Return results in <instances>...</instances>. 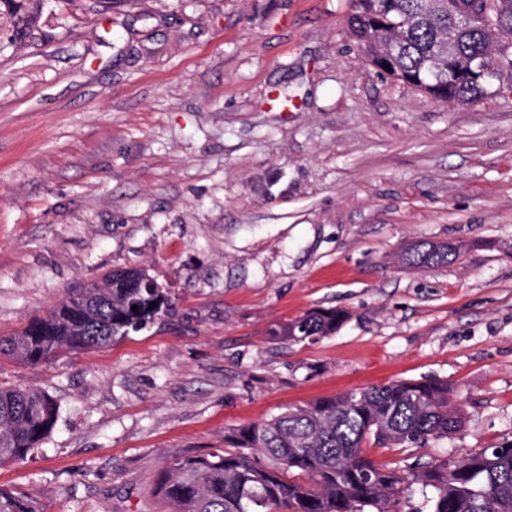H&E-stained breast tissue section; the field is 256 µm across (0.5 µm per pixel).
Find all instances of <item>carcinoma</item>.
<instances>
[{
    "label": "carcinoma",
    "mask_w": 512,
    "mask_h": 512,
    "mask_svg": "<svg viewBox=\"0 0 512 512\" xmlns=\"http://www.w3.org/2000/svg\"><path fill=\"white\" fill-rule=\"evenodd\" d=\"M41 0H0V40L23 42ZM474 0H356L348 26L368 61L387 59L389 75L411 84L436 73L435 97L476 102L492 85L453 80L437 47L448 37L464 58L512 76V0H485L498 26L472 13ZM471 15L467 25L462 15ZM417 267L448 261L430 245L407 253ZM143 270H114L70 292L21 332L0 337V355L35 366L65 352L102 347L168 313L170 298L152 288ZM137 310H132V306ZM344 320L338 310H318L273 329L300 342L329 336ZM56 402L30 389L0 388V464L25 460L52 433ZM463 423L449 402L448 383L395 381L296 406L260 423L224 434V447L175 460L157 482V494L174 512H393L419 492L426 512H512V442L445 457L406 474L377 464L367 440L388 447L446 438ZM0 512H44L36 499L0 489Z\"/></svg>",
    "instance_id": "1"
}]
</instances>
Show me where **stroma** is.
Masks as SVG:
<instances>
[{"mask_svg": "<svg viewBox=\"0 0 512 512\" xmlns=\"http://www.w3.org/2000/svg\"><path fill=\"white\" fill-rule=\"evenodd\" d=\"M353 0H43L0 50V336L115 269L168 316L0 387L49 393L51 436L0 466L45 512H164L172 462L228 429L440 379L462 427L367 441L400 470L512 441V77L443 102L367 62ZM424 243L453 250L415 268ZM343 311L316 340L271 336ZM344 320L343 314L338 310H318L273 329L271 336H279L288 341L300 342L314 336H329L335 334Z\"/></svg>", "mask_w": 512, "mask_h": 512, "instance_id": "1", "label": "stroma"}]
</instances>
